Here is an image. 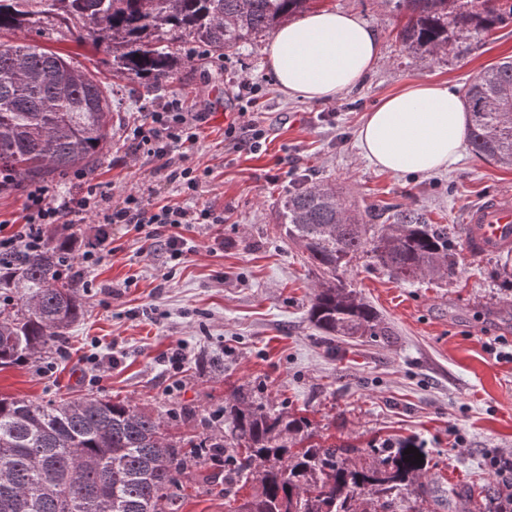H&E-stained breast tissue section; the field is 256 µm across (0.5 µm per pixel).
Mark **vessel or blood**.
Returning a JSON list of instances; mask_svg holds the SVG:
<instances>
[{
  "instance_id": "b4317fda",
  "label": "vessel or blood",
  "mask_w": 512,
  "mask_h": 512,
  "mask_svg": "<svg viewBox=\"0 0 512 512\" xmlns=\"http://www.w3.org/2000/svg\"><path fill=\"white\" fill-rule=\"evenodd\" d=\"M471 253L483 255L512 248V196H496L472 208L464 226Z\"/></svg>"
}]
</instances>
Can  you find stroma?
I'll return each instance as SVG.
<instances>
[{
    "mask_svg": "<svg viewBox=\"0 0 512 512\" xmlns=\"http://www.w3.org/2000/svg\"><path fill=\"white\" fill-rule=\"evenodd\" d=\"M325 5L366 22L383 47L366 80L328 104L279 90L266 70V38L221 56L185 45L193 60L178 67L165 94L200 115L186 163L206 175L192 196L166 181L155 158L133 153L127 138L153 93L113 77L104 48L47 41L98 71L112 91V140L94 181L116 200L151 185L156 205L209 207L224 221L184 229L194 250L179 263L112 225L115 255L90 268L73 265L84 283L83 317L39 365L0 369V394L128 400L162 413L172 435L201 438L223 435L224 401L242 386L256 401L307 417L320 436L363 448L416 441L434 463L426 477L428 512H457L454 488L512 482L511 472L490 465L491 456L512 457V362L488 350L512 347V291L500 285L499 255L477 256L458 242L454 280L414 284L359 261L347 278L392 334L378 341L329 336L308 318L317 279L280 227L278 205L295 177L311 171L334 181L374 223H394L408 210L459 231L471 208L512 194V168L470 149L448 170L396 174L372 167L357 140L367 112L390 93L419 80L462 93L485 67L512 57V23L481 40L454 35L429 58L402 50L403 20L386 0ZM241 76L258 78L254 96L239 98L234 80ZM242 110L266 132L260 150L233 146L228 128ZM93 352L104 372L87 363ZM42 366L49 375L39 374ZM223 487V458L189 469L179 478L176 512H231L235 503Z\"/></svg>",
    "mask_w": 512,
    "mask_h": 512,
    "instance_id": "35a3bbf8",
    "label": "stroma"
}]
</instances>
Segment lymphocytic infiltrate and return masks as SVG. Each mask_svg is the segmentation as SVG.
I'll list each match as a JSON object with an SVG mask.
<instances>
[{
    "mask_svg": "<svg viewBox=\"0 0 512 512\" xmlns=\"http://www.w3.org/2000/svg\"><path fill=\"white\" fill-rule=\"evenodd\" d=\"M196 116L184 101L167 98L149 111L144 123L133 130L137 148L152 153L164 171L167 181L178 182L185 193L197 192L202 181L199 169L186 165L182 151L185 143L196 137ZM22 205L23 222L16 230L0 238V262L22 253L41 251L53 225L67 223L69 217L84 212L97 211L101 220L94 242L85 246L78 258L88 266L99 265L111 256V236L108 228L121 224L143 234L151 247L165 250L176 260H183L190 253L189 242L179 235V228L192 224H220L224 218L213 209L188 207H154L150 191L130 195L122 201H113L106 192L88 187L85 195L50 196L45 186L31 183L25 189Z\"/></svg>",
    "mask_w": 512,
    "mask_h": 512,
    "instance_id": "lymphocytic-infiltrate-1",
    "label": "lymphocytic infiltrate"
}]
</instances>
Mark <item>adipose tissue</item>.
Segmentation results:
<instances>
[{
  "mask_svg": "<svg viewBox=\"0 0 512 512\" xmlns=\"http://www.w3.org/2000/svg\"><path fill=\"white\" fill-rule=\"evenodd\" d=\"M381 56L377 33L355 15L318 9L281 25L265 48L266 68L285 94L312 104L360 85ZM468 126L460 95L421 80L386 97L358 131L369 164L428 174L455 164Z\"/></svg>",
  "mask_w": 512,
  "mask_h": 512,
  "instance_id": "1",
  "label": "adipose tissue"
}]
</instances>
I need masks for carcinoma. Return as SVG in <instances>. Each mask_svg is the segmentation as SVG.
I'll list each match as a JSON object with an SVG mask.
<instances>
[{"instance_id": "obj_1", "label": "carcinoma", "mask_w": 512, "mask_h": 512, "mask_svg": "<svg viewBox=\"0 0 512 512\" xmlns=\"http://www.w3.org/2000/svg\"><path fill=\"white\" fill-rule=\"evenodd\" d=\"M316 0H0V33L34 29L102 46L112 73L162 91L181 46L215 53L274 32ZM406 18L401 47L429 56L456 33L479 38L512 22V0H386ZM112 97L81 62L37 42L0 40V174L39 179L93 173L110 139ZM471 151L512 167V58L480 72L466 92ZM279 223L319 273L309 317L329 336L392 332L345 275L361 258L414 283L458 274L446 224L403 211L370 224L336 187L303 175L280 200ZM63 243L0 264V367L30 363L83 316L82 284L60 275ZM228 434L189 442L163 416L89 396L60 405L0 396V512H173L178 476L224 454V495L246 484L240 512H425L431 458L413 441L354 448L310 443L304 417L257 404L237 388L224 404ZM413 447L423 454L412 464ZM483 512H512V490L484 486Z\"/></svg>"}]
</instances>
